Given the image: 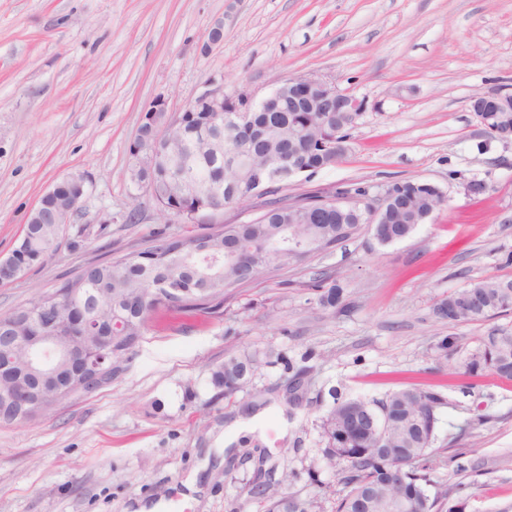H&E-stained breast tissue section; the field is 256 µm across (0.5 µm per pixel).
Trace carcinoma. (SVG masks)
<instances>
[{
    "mask_svg": "<svg viewBox=\"0 0 512 512\" xmlns=\"http://www.w3.org/2000/svg\"><path fill=\"white\" fill-rule=\"evenodd\" d=\"M259 128L255 135L245 128H225V113L212 112L195 102L191 111L170 117L166 135L156 138L148 125L137 143L141 162L131 168L130 178L146 184L160 211L175 212L186 224H194L214 204L232 206L255 196L257 183L272 185L268 194L282 188L267 167V161L281 154L295 155L300 165L318 172L341 157L336 143L347 138L353 116L340 112H290L288 105L266 107L253 113ZM396 198L389 203L383 221L370 225L374 239L388 245L408 238L422 216L440 205L429 183L396 180ZM75 180L58 184L53 208L66 209L76 192ZM49 211L35 210L27 221L30 233L22 234L18 247L37 263L54 252L60 236L50 223ZM361 228L354 216L345 218L336 209L319 214L294 209L283 199L265 203V211L250 224H232L205 235L159 237L146 249L112 261L90 264L52 293H37L5 319H13L16 332L27 322L58 308L61 292L73 296L87 312L90 332L110 333L112 361L101 374L86 384L77 381L62 396L35 387L36 375L25 370L27 351L21 347L14 357L24 370L39 406L27 416L32 419L54 410L76 393L90 394L112 382L124 369L145 335L152 316L180 313L187 317L212 315L224 304V289L250 283L271 269L294 259L289 254L302 243L306 253L324 251L350 239ZM499 280H481L462 289L484 301L481 312L459 308L458 321H477L512 309V287H497ZM320 304L348 309L343 291L332 284L319 296ZM54 368L68 373V341L57 339ZM284 365L288 376L282 397L260 390L250 394L238 414L246 419L281 401L294 416L311 381V367L295 362L272 349L243 352L224 360L211 371L216 397L230 402L250 383L261 365ZM465 374L478 378L493 375L512 381V331L491 330L481 346L463 361ZM333 405L322 417L320 428L324 447L321 454L331 465L343 466L344 489L334 499L332 512H388L394 499L408 500L406 512H462L459 504L448 502L447 492L433 493L435 481L420 462L433 451L441 409L447 405L443 394L431 387H409L372 400L343 398L331 390ZM298 477L294 470L283 472L279 484L285 489L269 494V487L254 482L250 497L259 512H321L322 500L303 497L286 489Z\"/></svg>",
    "mask_w": 512,
    "mask_h": 512,
    "instance_id": "1",
    "label": "carcinoma"
}]
</instances>
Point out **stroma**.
I'll list each match as a JSON object with an SVG mask.
<instances>
[{"mask_svg": "<svg viewBox=\"0 0 512 512\" xmlns=\"http://www.w3.org/2000/svg\"><path fill=\"white\" fill-rule=\"evenodd\" d=\"M218 22L223 43L201 52ZM302 74L365 108L345 155L289 179V200L420 179L446 205L405 240L382 246L364 227L226 288L218 314L151 326L111 383L0 424V512H140L160 500L166 512H256L248 490L263 451L298 471L294 492L329 504L343 488L320 453L331 390L369 400L410 383L447 400L425 462L438 487L464 512H512V381L487 375L472 388L463 374L489 330L512 329V313L455 324L433 314L470 283L512 278V139L470 108L476 94L512 88V0H0V257L55 182L87 178L57 250L0 284V317L91 261L256 218L259 198L204 225L163 215L129 178V145L156 98L176 112L214 84L260 100ZM322 275L347 311L320 304ZM445 337L458 349L443 361ZM267 348L311 353L312 383L294 417L281 406L255 417L264 449L241 448L210 371Z\"/></svg>", "mask_w": 512, "mask_h": 512, "instance_id": "stroma-1", "label": "stroma"}]
</instances>
